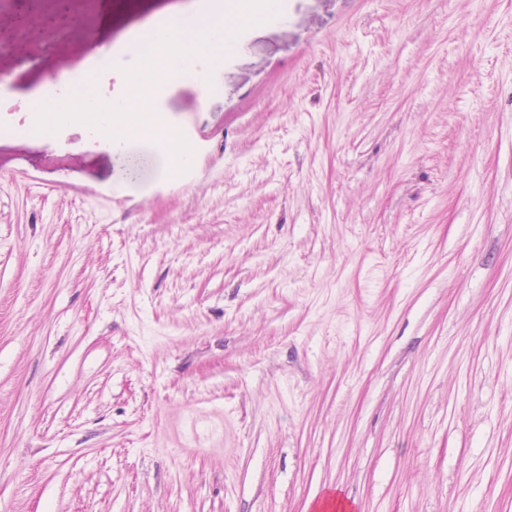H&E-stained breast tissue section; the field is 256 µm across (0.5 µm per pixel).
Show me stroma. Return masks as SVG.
<instances>
[{
	"instance_id": "35a3bbf8",
	"label": "stroma",
	"mask_w": 512,
	"mask_h": 512,
	"mask_svg": "<svg viewBox=\"0 0 512 512\" xmlns=\"http://www.w3.org/2000/svg\"><path fill=\"white\" fill-rule=\"evenodd\" d=\"M185 2L0 8V74ZM283 8L175 179L0 99V512H512V0ZM54 3L55 9L48 16L51 22L65 30L81 26L82 19L72 12L67 0H56Z\"/></svg>"
}]
</instances>
